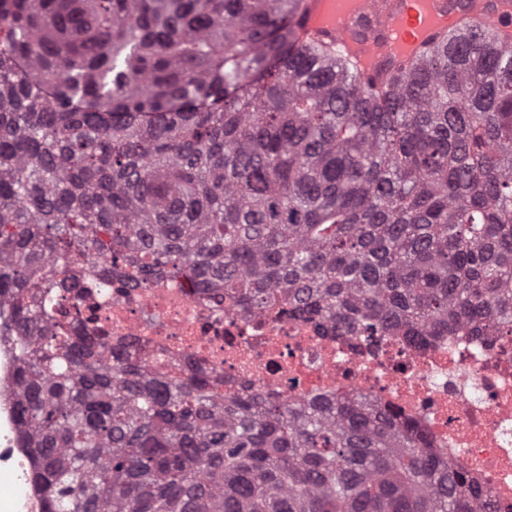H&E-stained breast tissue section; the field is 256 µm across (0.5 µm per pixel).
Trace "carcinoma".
I'll list each match as a JSON object with an SVG mask.
<instances>
[{
  "instance_id": "obj_1",
  "label": "carcinoma",
  "mask_w": 512,
  "mask_h": 512,
  "mask_svg": "<svg viewBox=\"0 0 512 512\" xmlns=\"http://www.w3.org/2000/svg\"><path fill=\"white\" fill-rule=\"evenodd\" d=\"M301 0H0V303L46 512H481L358 396L226 394L46 303L86 265L427 345L512 330V36L377 84Z\"/></svg>"
}]
</instances>
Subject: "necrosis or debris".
Instances as JSON below:
<instances>
[{
	"label": "necrosis or debris",
	"instance_id": "4bbe7bcc",
	"mask_svg": "<svg viewBox=\"0 0 512 512\" xmlns=\"http://www.w3.org/2000/svg\"><path fill=\"white\" fill-rule=\"evenodd\" d=\"M106 267L99 259L94 271L80 270L81 287L56 301L94 318L113 343L152 363L215 369L228 394L363 396L419 428L468 473L491 512H512V333L462 331L423 347L400 336H325L300 319L244 314L166 276L134 288L102 276L91 287L92 272ZM18 367L11 309L0 305V472L12 482L10 512H43L14 421Z\"/></svg>",
	"mask_w": 512,
	"mask_h": 512
}]
</instances>
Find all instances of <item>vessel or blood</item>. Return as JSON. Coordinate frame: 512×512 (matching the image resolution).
Returning a JSON list of instances; mask_svg holds the SVG:
<instances>
[{"instance_id":"1","label":"vessel or blood","mask_w":512,"mask_h":512,"mask_svg":"<svg viewBox=\"0 0 512 512\" xmlns=\"http://www.w3.org/2000/svg\"><path fill=\"white\" fill-rule=\"evenodd\" d=\"M309 31L360 58L365 79L380 81L432 35L463 20L495 32L512 21V0H304Z\"/></svg>"}]
</instances>
